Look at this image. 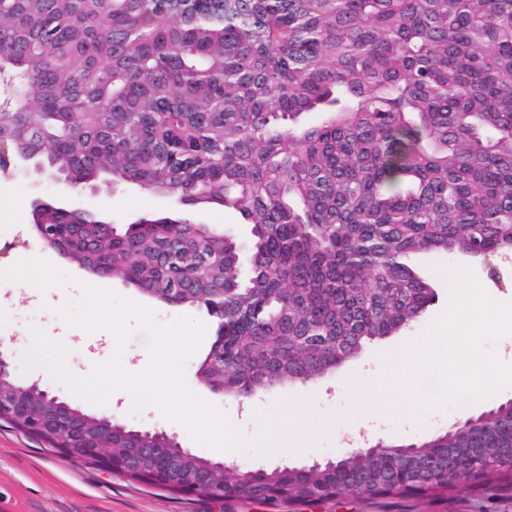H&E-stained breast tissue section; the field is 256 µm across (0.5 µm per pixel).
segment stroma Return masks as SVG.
<instances>
[{
  "label": "stroma",
  "instance_id": "obj_1",
  "mask_svg": "<svg viewBox=\"0 0 512 512\" xmlns=\"http://www.w3.org/2000/svg\"><path fill=\"white\" fill-rule=\"evenodd\" d=\"M47 200L66 198L79 202L78 191L65 188L51 180H43L39 188H32L27 178L0 177V245L17 238L29 240L27 249L13 251L10 258L1 261L12 266L26 256L54 258L57 268L73 277L93 280L94 275L79 268L53 250L42 248L33 238L29 200L33 194ZM104 220L124 226L140 216H168L174 211L172 200L132 185L115 189L101 188L92 201ZM412 265L427 278L434 290L435 299L426 313L410 327L399 333L366 343L361 351L328 374L307 382H289L257 390L250 397V404L259 408L265 425L274 427L284 415L290 401L304 402L310 425L321 428L328 422H344L350 418V406L355 402V384L367 378L376 379L386 361L387 351L394 346L405 349V361L419 357L418 337L424 336L429 325L448 308L451 289L448 285L449 268L469 269L489 294L505 302L512 301V263L500 262V276L488 278L479 259L461 254L427 253L413 256ZM108 289L154 309L158 323L167 324L175 318L188 315L206 325V334L199 349L186 359L184 378L187 386L201 398L220 410H233L236 398L216 393L201 384L196 371L210 350L217 329V321L206 310L188 306L170 305L147 297L134 286L110 278ZM9 303L0 309V343L11 356L14 377L18 383L28 384L41 380L53 384L62 400L87 414L107 412L120 422L137 429H158L176 436L182 447L192 449L207 459L224 461L223 453L196 442L179 422L166 418L161 410L132 411L123 401H107L94 405L74 396L64 385L53 383L49 373L40 367H26L24 356L31 344L30 326H38L49 337L63 341L69 348L68 368L81 376L91 374L97 362L109 360L120 354L122 361L144 371L150 354L142 337L130 338L124 348L106 340L104 330L70 336L60 326L59 308L66 302H78L83 291L75 285L48 288L37 300L14 298L12 288H5ZM416 400L403 395L394 404L395 417L388 424L379 426L375 439L395 444L423 443L434 435L446 431L456 421L446 416L443 421L423 425L409 431L401 428L399 418ZM0 512H512V495L488 494L478 499L471 494V482L459 483L454 498L444 503L429 504L414 494L368 501L345 495L327 501L300 502L288 508L237 501L211 502L190 495H173L167 491L127 482L116 474L76 464L69 459L45 450L36 438L0 425Z\"/></svg>",
  "mask_w": 512,
  "mask_h": 512
}]
</instances>
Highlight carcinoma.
<instances>
[{
    "label": "carcinoma",
    "mask_w": 512,
    "mask_h": 512,
    "mask_svg": "<svg viewBox=\"0 0 512 512\" xmlns=\"http://www.w3.org/2000/svg\"><path fill=\"white\" fill-rule=\"evenodd\" d=\"M1 70L32 102L0 109V134L30 128L66 187L113 172L156 194L175 183L252 225L248 247L212 239L223 264L208 268L171 224L87 258L112 253L135 287L189 284L190 307L224 291V370L204 376L227 395L316 379L335 337L361 345L419 320L433 288L411 256L512 238V0H201L187 17L169 0H0ZM433 440L405 459L242 479L234 498H377L401 493L397 471L447 495L475 457L494 460L477 491L512 490L509 408Z\"/></svg>",
    "instance_id": "cac0c4a2"
}]
</instances>
